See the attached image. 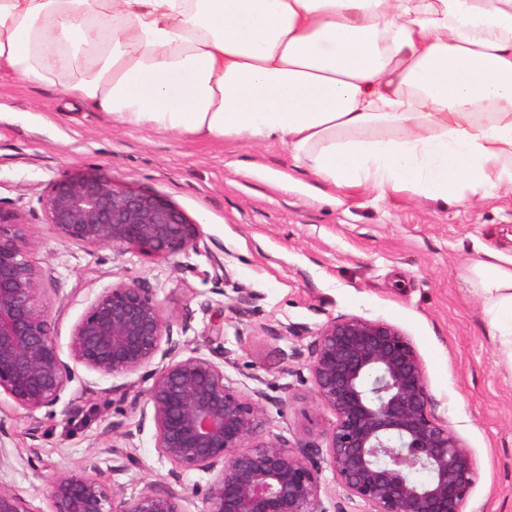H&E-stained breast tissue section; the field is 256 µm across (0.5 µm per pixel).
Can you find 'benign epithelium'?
I'll list each match as a JSON object with an SVG mask.
<instances>
[{
	"mask_svg": "<svg viewBox=\"0 0 512 512\" xmlns=\"http://www.w3.org/2000/svg\"><path fill=\"white\" fill-rule=\"evenodd\" d=\"M42 206L62 239L119 253L166 260L201 238L173 203L108 177L59 179ZM33 244L28 225L0 211V394L33 413L62 400L78 365L116 378L158 359L138 426L153 423L171 464L170 483H149L130 499L97 474L60 471L49 483L51 512H189L182 479L191 471L210 475L195 491L203 512H340L328 509L325 467L366 512H462L478 477L474 454L435 415L423 363L395 325L340 316L317 332L309 370L335 417L318 462L303 439L290 446L265 436L262 393H241L209 358L176 355L171 321L138 281H119L90 302L63 360L28 260ZM0 512L32 510L0 482Z\"/></svg>",
	"mask_w": 512,
	"mask_h": 512,
	"instance_id": "benign-epithelium-1",
	"label": "benign epithelium"
}]
</instances>
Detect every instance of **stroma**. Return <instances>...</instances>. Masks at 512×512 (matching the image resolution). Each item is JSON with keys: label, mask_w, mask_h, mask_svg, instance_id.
<instances>
[{"label": "stroma", "mask_w": 512, "mask_h": 512, "mask_svg": "<svg viewBox=\"0 0 512 512\" xmlns=\"http://www.w3.org/2000/svg\"><path fill=\"white\" fill-rule=\"evenodd\" d=\"M84 171L177 205L199 224L198 250L157 261L63 240L41 199ZM313 186L281 145L127 128L59 88L0 73V208L35 240L28 258L61 356L103 289L141 281L173 324L188 323L182 355L223 354L234 387L264 392L266 436L304 439L319 457L335 417L314 393L316 334L339 316L387 321L415 346L436 415L474 453L478 478L463 512H512V362L469 284L482 247L512 253V197L443 208L357 190L334 203ZM243 292L253 301L239 311ZM150 384L145 369L112 379L79 366L53 410L1 397L0 482L33 512H47L60 470L97 468L128 498L164 485L170 464L152 424L131 410Z\"/></svg>", "instance_id": "1"}]
</instances>
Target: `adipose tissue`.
<instances>
[{
	"instance_id": "adipose-tissue-1",
	"label": "adipose tissue",
	"mask_w": 512,
	"mask_h": 512,
	"mask_svg": "<svg viewBox=\"0 0 512 512\" xmlns=\"http://www.w3.org/2000/svg\"><path fill=\"white\" fill-rule=\"evenodd\" d=\"M0 70L125 127L285 146L335 193L512 194V0H0ZM470 283L512 358V254Z\"/></svg>"
}]
</instances>
